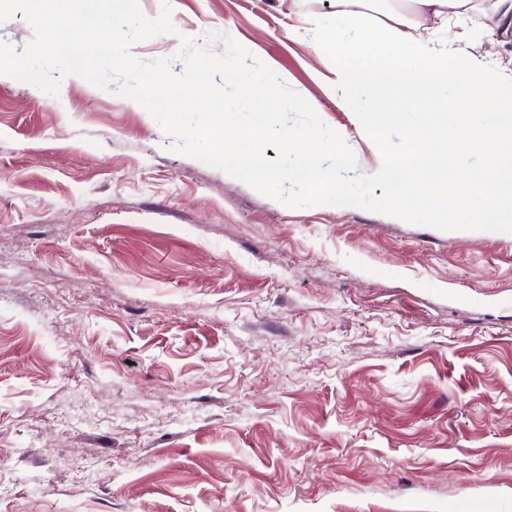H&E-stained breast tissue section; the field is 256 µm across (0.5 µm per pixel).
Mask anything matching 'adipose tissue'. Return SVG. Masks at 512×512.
I'll use <instances>...</instances> for the list:
<instances>
[{
    "label": "adipose tissue",
    "instance_id": "1",
    "mask_svg": "<svg viewBox=\"0 0 512 512\" xmlns=\"http://www.w3.org/2000/svg\"><path fill=\"white\" fill-rule=\"evenodd\" d=\"M332 25L314 45L332 61L331 80L347 103H383L370 113L402 124L410 145L376 171L388 183L383 207L422 224H512V95L459 50L446 55L424 31L482 10L481 0H335ZM479 153V170L460 157Z\"/></svg>",
    "mask_w": 512,
    "mask_h": 512
}]
</instances>
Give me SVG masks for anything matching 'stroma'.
<instances>
[{"label": "stroma", "mask_w": 512, "mask_h": 512, "mask_svg": "<svg viewBox=\"0 0 512 512\" xmlns=\"http://www.w3.org/2000/svg\"><path fill=\"white\" fill-rule=\"evenodd\" d=\"M353 151L398 159L291 35L333 0H171ZM512 84V27L432 34ZM132 100L0 75V512H512V234L291 208L169 150Z\"/></svg>", "instance_id": "obj_1"}]
</instances>
